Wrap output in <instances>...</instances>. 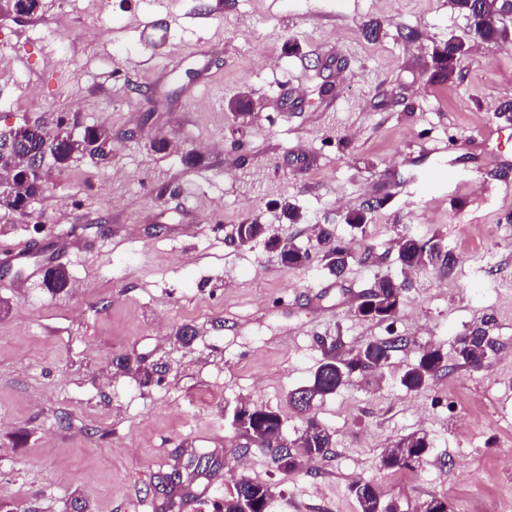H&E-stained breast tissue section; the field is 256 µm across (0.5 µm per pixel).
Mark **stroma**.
Returning <instances> with one entry per match:
<instances>
[{
    "mask_svg": "<svg viewBox=\"0 0 512 512\" xmlns=\"http://www.w3.org/2000/svg\"><path fill=\"white\" fill-rule=\"evenodd\" d=\"M448 0H44L17 18L0 8L11 81L0 129L65 117L74 135L112 134L107 167L44 163L47 189L0 217V503L11 512H209L248 477L268 483L269 512H356L371 481L400 512L431 496L451 512H499L512 500V35L476 43L455 77L430 83L433 44L461 34ZM415 40H405L407 32ZM209 46L206 60L193 54ZM258 108L234 116L230 99ZM173 147L155 153V140ZM396 183L386 184L388 173ZM386 187L364 231L346 213ZM294 203L301 223L282 215ZM256 220L307 248L288 268L263 242H233ZM80 225L68 251L54 239ZM326 225L353 258L328 273ZM437 236L455 263L403 274L396 240ZM27 259L18 262V250ZM71 286L50 295L46 265ZM407 279L394 326L355 309L380 277ZM493 316L485 367L451 364L422 392L401 372L419 349L452 352ZM190 326V345L176 340ZM408 337L382 374L354 376L319 403L334 434L323 458L280 472L245 449L233 411L278 410L295 439L304 418L288 394L323 358ZM127 358V368L116 364ZM160 368L142 386L137 368ZM426 433L431 453L408 482L380 467L400 438ZM214 466L187 470L190 455ZM182 470L179 487L163 476Z\"/></svg>",
    "mask_w": 512,
    "mask_h": 512,
    "instance_id": "obj_1",
    "label": "stroma"
}]
</instances>
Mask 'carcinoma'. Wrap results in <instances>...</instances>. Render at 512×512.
<instances>
[{
	"instance_id": "1",
	"label": "carcinoma",
	"mask_w": 512,
	"mask_h": 512,
	"mask_svg": "<svg viewBox=\"0 0 512 512\" xmlns=\"http://www.w3.org/2000/svg\"><path fill=\"white\" fill-rule=\"evenodd\" d=\"M450 4L463 12L469 20L465 34L448 37L436 44L431 51L432 78L445 82L452 78L457 67L468 56L471 43L497 42L508 37V29L503 21L508 9L505 0H450ZM40 0H6L7 10L15 16H30L37 13ZM47 127L40 123L20 126L21 139L16 141L7 155L40 152ZM89 153V157L99 165H107L112 158V136L103 127H88L81 141L67 137L58 140L57 145L48 151L59 168H66L74 155ZM388 195L375 196L365 201L359 208L347 212L345 223L353 229H362L370 222L373 212L382 207ZM236 240L246 246L263 240L269 245L277 237L268 233L266 225L258 221L239 224L235 230ZM318 244L323 248L325 268L329 273L341 275L351 258L350 247L335 237L330 229L323 227L318 234ZM397 254L400 264L407 270L434 268L439 263L450 261L444 252L441 240L416 234H406L397 241ZM309 260V252L292 245L284 251L281 262L288 266H302ZM42 283L48 292L59 294L70 287V276L61 266L49 268L43 275ZM403 280L383 277L375 281L367 292L362 293L360 306L368 308L364 316L379 323L391 324L398 315L399 296L405 290ZM492 318L484 317L474 323L464 333L455 338L454 353L460 364L472 368L482 367L493 348L490 335ZM409 340L405 336H388L369 341L356 350H343V343L335 338L323 346L324 357L308 384L288 393L289 403L297 410L307 413L317 403L336 394L355 373L373 374L388 365L393 354L405 348ZM446 367V354L439 348L427 346L421 349L415 363L408 366L400 377V384L408 391L425 390L433 377ZM236 429L247 444H251L268 455L276 468L284 473L303 470L310 460L324 457L333 448V434L314 417H308L306 425L298 435V448L289 450L280 445L283 434L281 415L268 407L242 403L237 406ZM430 443L424 433H412L401 438L397 444L385 452L381 467L386 471H414L427 458ZM358 505V512H396L391 502H383L378 488L371 482H358L352 486ZM247 495L254 512H267L272 498L271 487L263 482L248 478L242 479L241 486L234 493L216 504V512H240L241 495Z\"/></svg>"
}]
</instances>
